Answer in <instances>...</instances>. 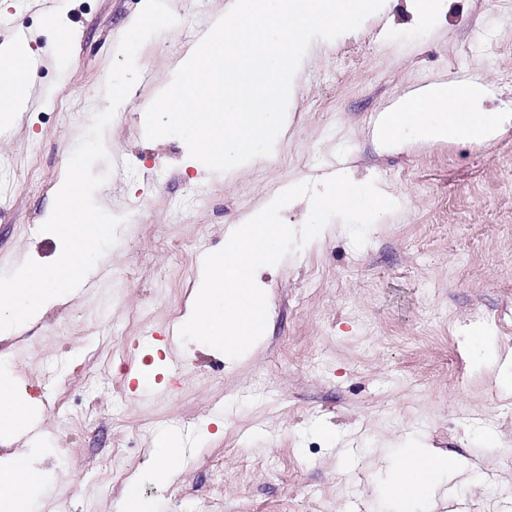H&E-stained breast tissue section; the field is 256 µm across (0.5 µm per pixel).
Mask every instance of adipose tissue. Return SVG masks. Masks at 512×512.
<instances>
[{
	"label": "adipose tissue",
	"instance_id": "obj_1",
	"mask_svg": "<svg viewBox=\"0 0 512 512\" xmlns=\"http://www.w3.org/2000/svg\"><path fill=\"white\" fill-rule=\"evenodd\" d=\"M19 48L0 49V121L16 112V92L26 83L17 66ZM486 88L477 82H433L420 96L399 102L397 111L381 113L374 135L383 150L395 152L410 144L445 141H493L512 114L483 111ZM464 461L440 455L434 448L414 446L398 455L391 491L395 512H412L420 497H431L443 477L455 476ZM40 479L29 453L13 455L0 466V512H28L34 484Z\"/></svg>",
	"mask_w": 512,
	"mask_h": 512
}]
</instances>
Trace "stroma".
Listing matches in <instances>:
<instances>
[{"instance_id":"35a3bbf8","label":"stroma","mask_w":512,"mask_h":512,"mask_svg":"<svg viewBox=\"0 0 512 512\" xmlns=\"http://www.w3.org/2000/svg\"><path fill=\"white\" fill-rule=\"evenodd\" d=\"M174 27L148 39L140 74L104 130L108 179L96 204L122 218L118 242L56 306L0 332V377L34 403L32 430L0 433V461L27 449L41 472L30 512H122L119 452L149 512H393L401 449L427 443L466 460L415 512H512V393L470 351H512V124L488 145L389 153L372 130L397 98L438 81H477L487 112H511L512 0H441L420 22L384 0L356 34L312 42L293 79L274 152L209 170L176 136L145 135L146 111L232 0H167ZM144 0H0V46L24 34L40 66L25 107L0 124V273L51 262L42 232L68 160L95 113L119 42ZM63 15L70 58L51 51ZM483 30L486 44L472 40ZM375 181L399 208L355 247L340 221L257 270L267 331L232 359L175 333L207 254L298 183L338 170ZM199 249L179 257V245ZM175 434L180 475L145 468Z\"/></svg>"}]
</instances>
